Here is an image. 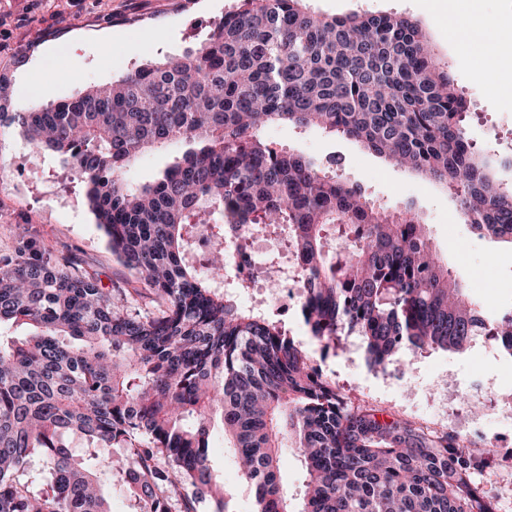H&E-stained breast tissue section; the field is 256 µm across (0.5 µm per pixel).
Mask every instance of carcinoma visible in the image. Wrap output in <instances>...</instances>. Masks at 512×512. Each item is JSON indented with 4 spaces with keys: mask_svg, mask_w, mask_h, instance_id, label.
Masks as SVG:
<instances>
[{
    "mask_svg": "<svg viewBox=\"0 0 512 512\" xmlns=\"http://www.w3.org/2000/svg\"><path fill=\"white\" fill-rule=\"evenodd\" d=\"M7 84L0 71V126L81 175L112 255L141 287H103L25 227L0 250V325L31 328L0 335V512H112L114 479L134 512L221 506L217 431L254 512H494L479 479L491 449L354 404L282 320L210 282L229 277L224 225H262L290 243L322 350L354 334L385 372L403 349L459 351L481 337L512 358V308L482 311L412 207L378 205L336 177V159L262 137L287 123L354 140L447 185L465 223L512 244V191L474 151L466 98L416 22L240 0L197 47L75 97L11 110ZM182 141L193 146L154 181L130 184L137 159ZM264 273L278 287V255ZM290 443L299 500L283 478Z\"/></svg>",
    "mask_w": 512,
    "mask_h": 512,
    "instance_id": "cac0c4a2",
    "label": "carcinoma"
}]
</instances>
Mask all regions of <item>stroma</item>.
Wrapping results in <instances>:
<instances>
[{
    "mask_svg": "<svg viewBox=\"0 0 512 512\" xmlns=\"http://www.w3.org/2000/svg\"><path fill=\"white\" fill-rule=\"evenodd\" d=\"M326 15L394 12L417 21L456 83L477 98L468 123L476 148L499 156L512 141V68H475L467 51L448 34V0H309ZM237 0H0V68L10 80L8 100L23 110L70 98L91 85L118 78L139 60L178 56L197 46ZM75 43L74 54L63 50ZM500 140L488 138L489 127ZM265 140L336 157L342 179L375 202L406 204L425 222L432 246L485 309L512 306V245L483 238L461 223L446 188L393 168L357 142L320 129L305 133L287 125L267 127ZM0 249L11 246L14 225H28L63 254L77 256L107 288H134L136 277L113 257L103 230L88 210L77 174L51 154L34 149L19 126L0 128ZM351 401L388 417L402 418L466 438L491 454L481 481L498 492V512H512V359L479 342L464 351L400 353L401 367L370 368L358 336L336 349L316 352ZM210 467L223 484L229 512H253L254 493L242 481L232 449L214 438Z\"/></svg>",
    "mask_w": 512,
    "mask_h": 512,
    "instance_id": "35a3bbf8",
    "label": "stroma"
}]
</instances>
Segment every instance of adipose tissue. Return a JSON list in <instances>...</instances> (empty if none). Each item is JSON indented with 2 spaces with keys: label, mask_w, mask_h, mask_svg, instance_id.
Instances as JSON below:
<instances>
[{
  "label": "adipose tissue",
  "mask_w": 512,
  "mask_h": 512,
  "mask_svg": "<svg viewBox=\"0 0 512 512\" xmlns=\"http://www.w3.org/2000/svg\"><path fill=\"white\" fill-rule=\"evenodd\" d=\"M474 0H448V26L463 47L484 64L512 65V23H505L495 39H488L482 21L475 18Z\"/></svg>",
  "instance_id": "1"
}]
</instances>
